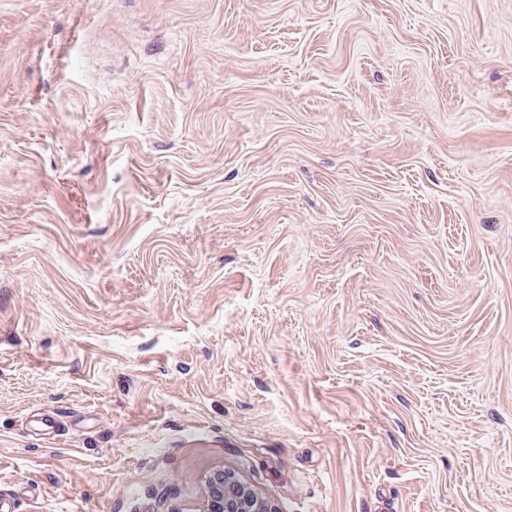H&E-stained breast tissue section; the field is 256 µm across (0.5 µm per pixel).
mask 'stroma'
Here are the masks:
<instances>
[{
	"label": "stroma",
	"mask_w": 512,
	"mask_h": 512,
	"mask_svg": "<svg viewBox=\"0 0 512 512\" xmlns=\"http://www.w3.org/2000/svg\"><path fill=\"white\" fill-rule=\"evenodd\" d=\"M512 512V0H0V503ZM220 486L209 505V512H276L251 487L238 479H219Z\"/></svg>",
	"instance_id": "35a3bbf8"
}]
</instances>
